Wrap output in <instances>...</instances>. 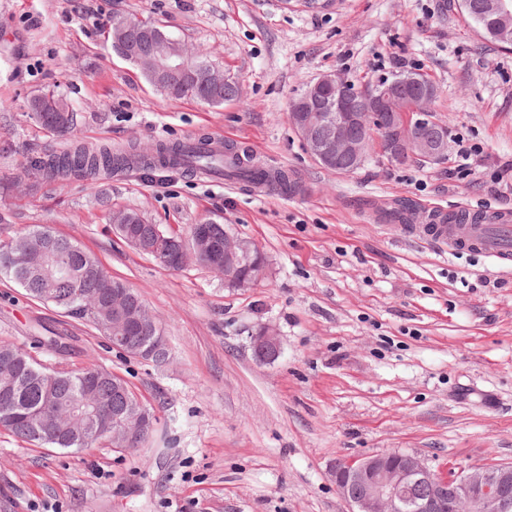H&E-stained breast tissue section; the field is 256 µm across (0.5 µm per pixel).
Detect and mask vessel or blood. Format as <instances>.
<instances>
[{
  "instance_id": "obj_1",
  "label": "vessel or blood",
  "mask_w": 512,
  "mask_h": 512,
  "mask_svg": "<svg viewBox=\"0 0 512 512\" xmlns=\"http://www.w3.org/2000/svg\"><path fill=\"white\" fill-rule=\"evenodd\" d=\"M407 236L431 242L449 253H475L502 263L512 259V212L491 211L474 221L469 208L434 210L429 223L408 224Z\"/></svg>"
}]
</instances>
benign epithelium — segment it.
<instances>
[{
  "instance_id": "1",
  "label": "benign epithelium",
  "mask_w": 512,
  "mask_h": 512,
  "mask_svg": "<svg viewBox=\"0 0 512 512\" xmlns=\"http://www.w3.org/2000/svg\"><path fill=\"white\" fill-rule=\"evenodd\" d=\"M464 7L474 12L476 19L497 25L512 17V0H479L475 5L466 0ZM154 41L155 45L165 48L155 59L152 78L156 86L167 90L175 78L189 75L211 87L224 83V76L220 74L190 70L185 51L176 50L179 41L166 37H156ZM115 45L119 55L140 62L130 31H121ZM400 88L407 91V95L400 97L407 111H390L394 124L386 141L388 155L396 161L409 155L427 159L439 157L446 149L447 133L416 140L401 134L405 127H418L432 121L428 104L435 97L436 89L413 76L406 78ZM393 98L390 85L365 99L349 87L348 81L326 74L307 87L301 107L290 113V121L314 160L340 171L343 162L353 168L363 161L369 138L358 131L368 130L373 112L386 109ZM113 232L144 253H156L155 248L131 235L127 224L113 225ZM249 252L250 246L244 241L229 238L224 242V253L234 264ZM108 299L112 300V340L120 341L133 328L142 325L149 311L126 292L106 291L101 300ZM151 323L153 343L135 355L146 362L153 361L167 349L159 324L154 319ZM251 347L260 363L275 361L281 352L279 337L269 328H262L251 336ZM97 419L104 429L111 424L119 427L127 447L142 439L152 424L151 414L145 411L131 422L104 412L98 413ZM334 477L342 496L354 506L352 512H512V465L474 468L444 476L413 455L388 452L342 458L336 463ZM421 487L425 488L423 495L417 493Z\"/></svg>"
}]
</instances>
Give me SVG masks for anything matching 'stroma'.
I'll return each instance as SVG.
<instances>
[{"label": "stroma", "instance_id": "35a3bbf8", "mask_svg": "<svg viewBox=\"0 0 512 512\" xmlns=\"http://www.w3.org/2000/svg\"><path fill=\"white\" fill-rule=\"evenodd\" d=\"M459 0H0V240L52 227L137 290L161 323L170 361L113 350L89 323L0 276V344L39 363L95 365L123 377L158 418L140 448L105 441L38 448L0 429V512H349L337 459L399 451L431 470L512 464V266L448 254L381 220L408 204L512 210V50L468 25ZM167 26L238 84L211 107L149 84L108 37L113 16ZM419 72L448 148L400 165L380 148L342 174L293 130L292 101L321 75L361 85ZM64 94L67 136L26 102ZM221 134L283 168L297 193L133 165L92 180L43 181L66 148ZM482 162L456 174L459 145ZM140 211L187 231L226 225L267 257L260 284L231 288L197 263L172 270L128 247L109 217ZM66 336L39 345L42 326ZM273 329L281 354L257 363L250 337Z\"/></svg>", "mask_w": 512, "mask_h": 512}]
</instances>
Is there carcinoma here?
Instances as JSON below:
<instances>
[{
  "label": "carcinoma",
  "instance_id": "1",
  "mask_svg": "<svg viewBox=\"0 0 512 512\" xmlns=\"http://www.w3.org/2000/svg\"><path fill=\"white\" fill-rule=\"evenodd\" d=\"M238 88L235 82L226 79L219 88L213 89L199 82L184 79L180 88L172 93L174 98H193L212 106H221L236 98ZM43 127L61 132L58 125H73V113L62 119L55 111L38 112L34 115ZM376 137L387 138L391 127L387 112H377L372 117ZM142 160V166L149 169L184 170L196 162L211 169L219 170L225 176L250 186L267 182L273 175L259 167L245 164L232 146L227 155L220 158L207 155L192 147L190 142L159 144L152 157L144 159L131 150L114 152L108 147L87 149L84 147L54 154L40 165L43 176L56 180L68 176L92 179L102 171L127 165L132 158ZM130 220L136 234L147 244L154 238L158 225L150 223L137 211L112 213L110 220L119 224ZM50 229L33 225L13 240L12 251L28 266H40L43 272L32 274L21 282L13 273L1 269L4 248L0 242V275H4L31 297L50 303L66 315L90 320L92 307L100 300V288L112 279L97 257L82 248L76 241L59 234H53L51 241L54 261L47 262L44 254V238ZM207 236L213 245L208 263L224 265V239L227 230L222 224H194L189 236ZM94 366L78 370H50L32 361L25 351L10 344H0V404L8 401L12 416L3 420L0 426L10 431L17 439L38 446L50 448H89L105 439L94 431H84L82 426L87 412L99 408L123 418L129 415V403L135 400L134 392L126 394L115 390L120 377L108 371L94 375ZM55 397L52 415L42 411L46 394Z\"/></svg>",
  "mask_w": 512,
  "mask_h": 512
}]
</instances>
